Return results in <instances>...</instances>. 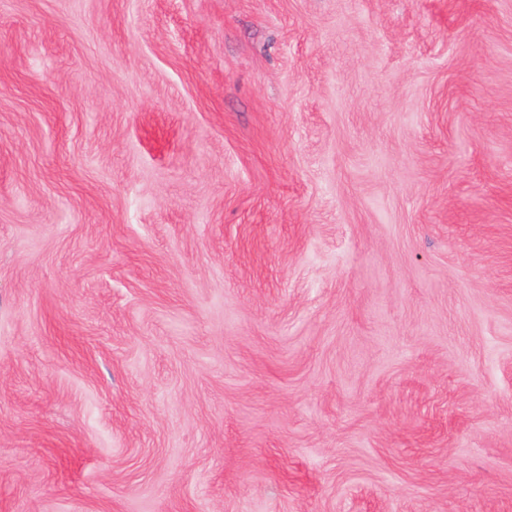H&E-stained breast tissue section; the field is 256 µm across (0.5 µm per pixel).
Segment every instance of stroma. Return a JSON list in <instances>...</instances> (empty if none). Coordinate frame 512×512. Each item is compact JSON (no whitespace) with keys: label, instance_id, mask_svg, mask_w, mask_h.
Here are the masks:
<instances>
[{"label":"stroma","instance_id":"stroma-1","mask_svg":"<svg viewBox=\"0 0 512 512\" xmlns=\"http://www.w3.org/2000/svg\"><path fill=\"white\" fill-rule=\"evenodd\" d=\"M0 512H512V0H0Z\"/></svg>","mask_w":512,"mask_h":512}]
</instances>
